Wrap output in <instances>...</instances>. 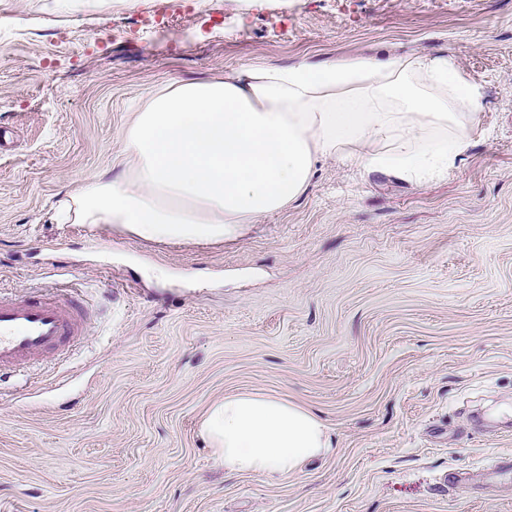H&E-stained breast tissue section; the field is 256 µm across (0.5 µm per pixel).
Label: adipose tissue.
<instances>
[{"label":"adipose tissue","instance_id":"ef3b65f1","mask_svg":"<svg viewBox=\"0 0 512 512\" xmlns=\"http://www.w3.org/2000/svg\"><path fill=\"white\" fill-rule=\"evenodd\" d=\"M482 92L448 57H359L249 68L153 98L127 129L119 173L83 176L58 217L153 241L222 239L278 211L326 157L418 180L469 146ZM225 471L274 478L330 448L308 410L259 393L199 422Z\"/></svg>","mask_w":512,"mask_h":512}]
</instances>
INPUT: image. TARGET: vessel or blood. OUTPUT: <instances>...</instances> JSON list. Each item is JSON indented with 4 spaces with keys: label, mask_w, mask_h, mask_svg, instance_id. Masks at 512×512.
<instances>
[{
    "label": "vessel or blood",
    "mask_w": 512,
    "mask_h": 512,
    "mask_svg": "<svg viewBox=\"0 0 512 512\" xmlns=\"http://www.w3.org/2000/svg\"><path fill=\"white\" fill-rule=\"evenodd\" d=\"M87 333V317L79 300L39 292L20 298L0 295V371L24 367L39 358L68 350ZM512 469L502 460L490 470L473 475L452 471L448 484L496 485Z\"/></svg>",
    "instance_id": "vessel-or-blood-1"
}]
</instances>
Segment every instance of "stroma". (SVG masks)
Here are the masks:
<instances>
[{
  "label": "stroma",
  "instance_id": "obj_1",
  "mask_svg": "<svg viewBox=\"0 0 512 512\" xmlns=\"http://www.w3.org/2000/svg\"><path fill=\"white\" fill-rule=\"evenodd\" d=\"M0 0V292L76 290L81 343L0 374V512H512L439 487L512 456V0ZM445 55L469 147L424 184L320 160L232 238L59 224L177 84L243 67ZM239 393L299 404L328 453L226 473L198 430Z\"/></svg>",
  "mask_w": 512,
  "mask_h": 512
}]
</instances>
